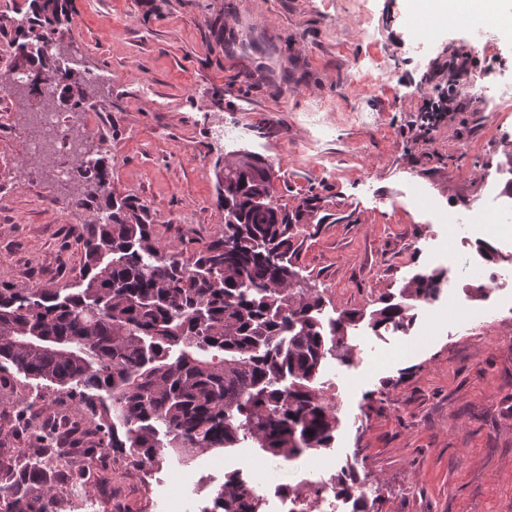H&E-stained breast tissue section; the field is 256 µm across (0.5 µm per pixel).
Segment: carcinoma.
<instances>
[{"label":"carcinoma","instance_id":"obj_1","mask_svg":"<svg viewBox=\"0 0 512 512\" xmlns=\"http://www.w3.org/2000/svg\"><path fill=\"white\" fill-rule=\"evenodd\" d=\"M70 0H31L28 27L0 14L12 44L23 50L10 72L11 89H59L68 112H82L97 81L90 71L63 70L58 54L26 51L64 32ZM86 191L82 206L105 204L87 225L85 261L71 288H17L0 283V379L16 371L76 403L88 415L87 452L110 448L113 457L138 455L160 464L158 448L184 465L205 449L243 443L291 460L328 448L336 411L317 393L328 357L353 362L344 323L324 322L323 299L299 286L297 232L288 212L266 193L270 168L224 162L216 172L224 235L184 263L151 231L148 208L108 191L112 156L100 148L81 159ZM266 195V212L257 199ZM285 258L280 264L272 255ZM442 276L418 275L402 301L387 298L370 314L373 331L410 325L417 303L433 298ZM37 449L0 475V512H53L59 491L50 474L33 469ZM204 512H262L261 499L240 472L224 476L213 506Z\"/></svg>","mask_w":512,"mask_h":512}]
</instances>
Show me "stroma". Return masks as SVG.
<instances>
[{"instance_id":"35a3bbf8","label":"stroma","mask_w":512,"mask_h":512,"mask_svg":"<svg viewBox=\"0 0 512 512\" xmlns=\"http://www.w3.org/2000/svg\"><path fill=\"white\" fill-rule=\"evenodd\" d=\"M434 13V0H73L64 49L99 75L105 108L68 127L88 152L107 144L113 195L146 205L155 239L185 262L224 231L217 158L244 149L270 163L272 200L300 225L294 266L324 318L370 313L416 274L445 272L409 327L360 323L352 364H325L320 393L343 403L331 451L370 484L377 512H512V308L491 307L485 281L448 261L478 253L475 225L440 219L503 191L492 174L512 170V104L461 85L464 110L416 138L435 70L467 50ZM427 16L434 36L417 51L410 30ZM10 60L0 36V280L64 287L80 278L97 210L60 206L80 176L27 163L24 119L43 98L7 91ZM245 462L258 476L271 464L257 448L201 452L154 465L148 490L113 471L105 512H142L148 495L170 512L174 488L198 512Z\"/></svg>"}]
</instances>
